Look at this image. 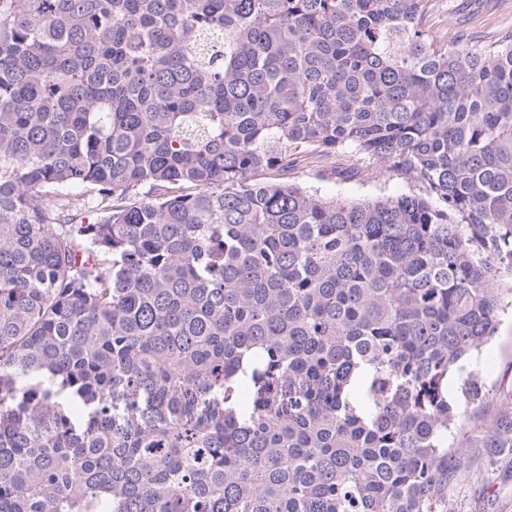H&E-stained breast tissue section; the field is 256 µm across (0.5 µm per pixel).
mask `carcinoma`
<instances>
[{"label":"carcinoma","mask_w":512,"mask_h":512,"mask_svg":"<svg viewBox=\"0 0 512 512\" xmlns=\"http://www.w3.org/2000/svg\"><path fill=\"white\" fill-rule=\"evenodd\" d=\"M431 2L0 0V512H448L512 34L439 47ZM347 147L422 191L252 180Z\"/></svg>","instance_id":"obj_1"}]
</instances>
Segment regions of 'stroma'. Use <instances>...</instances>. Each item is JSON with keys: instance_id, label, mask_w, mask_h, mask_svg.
Returning <instances> with one entry per match:
<instances>
[{"instance_id": "obj_1", "label": "stroma", "mask_w": 512, "mask_h": 512, "mask_svg": "<svg viewBox=\"0 0 512 512\" xmlns=\"http://www.w3.org/2000/svg\"><path fill=\"white\" fill-rule=\"evenodd\" d=\"M427 33L436 45L460 41L481 46L512 31V0H433ZM260 182L285 183L326 197L371 199L417 191L408 177L386 173L382 165L349 152L317 159L301 157L291 170H265ZM479 390L462 394L468 373ZM448 399L466 418L468 449L452 470L448 512H512V448H491L485 428L512 404V313L503 317L482 355L448 379Z\"/></svg>"}]
</instances>
